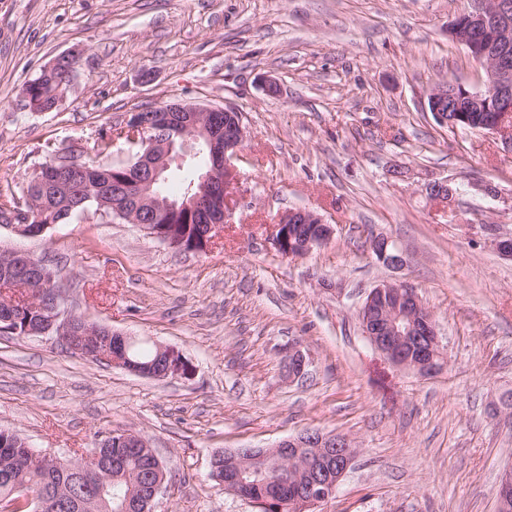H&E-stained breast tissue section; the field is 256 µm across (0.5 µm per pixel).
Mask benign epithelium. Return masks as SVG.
<instances>
[{"mask_svg":"<svg viewBox=\"0 0 512 512\" xmlns=\"http://www.w3.org/2000/svg\"><path fill=\"white\" fill-rule=\"evenodd\" d=\"M448 36L466 47L485 73L484 88L479 91L461 89L459 84L439 83L429 96L428 104L438 124L471 126L478 112H490L492 117L477 128L503 136V144L512 149V0H477L448 23ZM78 55L72 51L55 57L43 68L51 76L59 64L69 65V81L75 79ZM131 126L122 138L137 148L129 161L120 166V177L112 186H97L90 198L98 203L97 214L119 218L139 226L147 234L167 244L176 245L175 235L161 228L179 214H186L194 224L187 230L209 247L217 231L225 224L228 209V188L235 183L233 160L242 150L246 130L235 109L221 106H201L179 101L153 110L147 118L132 113ZM205 145L209 163L196 180L192 190L181 200L170 199L157 189L166 180L173 162L187 152L199 154ZM96 162L81 160L75 154H62L35 169L31 181L52 188L57 194L70 195L73 187L83 186L82 176ZM428 198L446 204L452 189L446 180H433L425 185ZM0 221L18 235L34 238L54 226L30 223V214L12 208L5 209ZM334 228L318 213L308 209H291L279 217L273 243L287 257L308 254L327 244ZM378 261L399 268L404 265L402 252L388 238L377 236L371 242ZM10 259L27 274L42 276L46 285L40 289L44 319L27 327V336L54 335L70 352L85 358L122 368L130 373L155 377H185L189 364L170 347L155 344L158 358L154 363L140 364L127 355L132 337L93 323L64 307L62 291L47 274L43 261L24 249L6 252ZM363 331L373 346L392 363L429 376L440 371L447 362L431 314L421 305L415 289L404 281L385 282L367 295L360 311ZM310 363L309 355L300 345L288 348L286 378L295 381L304 377ZM309 449L316 465L307 480L296 484L290 500L293 512H313L320 503L336 493L342 478L351 469L358 455L355 442L342 434L323 433L308 429L284 439L270 448H237L224 452V490L244 496L247 489L245 473L256 463L294 469L300 463L302 451ZM81 483L87 490L105 492L97 469L88 465L79 469ZM165 484L160 475L149 486L147 498L140 504L142 512H154L155 499ZM496 512H512V466L503 474Z\"/></svg>","mask_w":512,"mask_h":512,"instance_id":"1","label":"benign epithelium"}]
</instances>
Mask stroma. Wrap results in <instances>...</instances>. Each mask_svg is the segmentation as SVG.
Returning <instances> with one entry per match:
<instances>
[{
	"mask_svg": "<svg viewBox=\"0 0 512 512\" xmlns=\"http://www.w3.org/2000/svg\"><path fill=\"white\" fill-rule=\"evenodd\" d=\"M467 0H0V201L55 152L93 156L131 113L176 101L233 107L247 140L227 222L204 252L89 213L0 249L52 267L69 307L177 351L185 377L155 379L72 354L52 336L0 335V428L67 456L114 431L149 440L170 475L156 512H257L210 478L219 451L267 448L306 429L359 454L316 512H494L512 464V149L487 130L438 124V82L484 72L448 37ZM80 53L58 107L30 111L23 84ZM279 91L270 94L265 79ZM448 179L447 208L424 191ZM494 195L483 193V186ZM335 235L288 258V210ZM405 263L378 262L371 237ZM404 281L432 313L447 364L422 376L386 360L358 311ZM301 344L304 378L282 375Z\"/></svg>",
	"mask_w": 512,
	"mask_h": 512,
	"instance_id": "obj_1",
	"label": "stroma"
}]
</instances>
